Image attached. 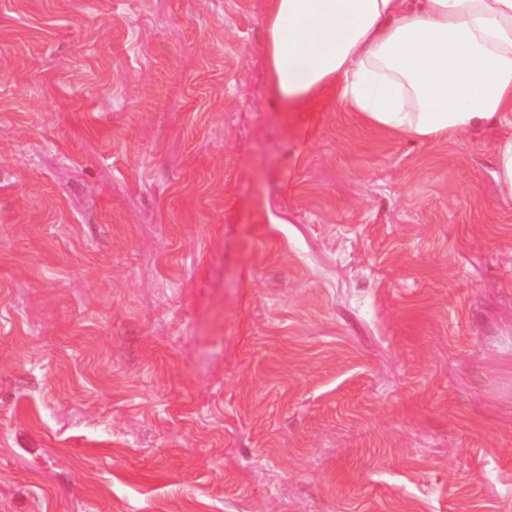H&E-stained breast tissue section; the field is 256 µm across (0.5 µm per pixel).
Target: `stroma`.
I'll use <instances>...</instances> for the list:
<instances>
[{
  "instance_id": "stroma-1",
  "label": "stroma",
  "mask_w": 512,
  "mask_h": 512,
  "mask_svg": "<svg viewBox=\"0 0 512 512\" xmlns=\"http://www.w3.org/2000/svg\"><path fill=\"white\" fill-rule=\"evenodd\" d=\"M266 0H0V512H512L496 128L268 104Z\"/></svg>"
}]
</instances>
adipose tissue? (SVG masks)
Masks as SVG:
<instances>
[{
  "label": "adipose tissue",
  "mask_w": 512,
  "mask_h": 512,
  "mask_svg": "<svg viewBox=\"0 0 512 512\" xmlns=\"http://www.w3.org/2000/svg\"><path fill=\"white\" fill-rule=\"evenodd\" d=\"M264 65L295 112L334 88L406 141L500 127L493 175L512 201V0H267Z\"/></svg>",
  "instance_id": "obj_1"
}]
</instances>
